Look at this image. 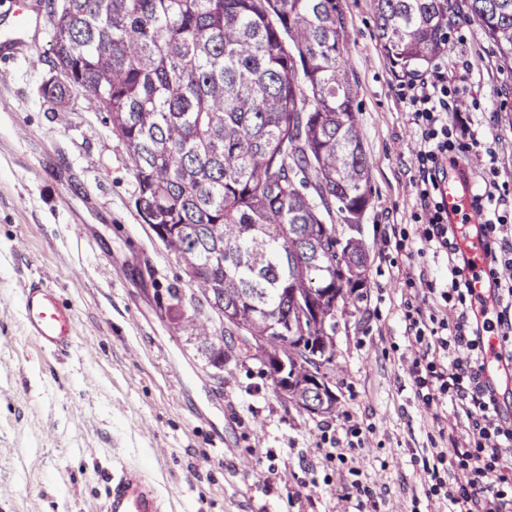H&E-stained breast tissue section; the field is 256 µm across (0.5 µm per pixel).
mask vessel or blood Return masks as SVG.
<instances>
[{"instance_id": "b4317fda", "label": "vessel or blood", "mask_w": 512, "mask_h": 512, "mask_svg": "<svg viewBox=\"0 0 512 512\" xmlns=\"http://www.w3.org/2000/svg\"><path fill=\"white\" fill-rule=\"evenodd\" d=\"M473 268L471 286L475 293L488 295L490 286L482 274L487 263L480 238H472L467 248ZM20 315L25 333L34 338L50 356L68 355L77 335L75 311L62 303L49 284L41 280L27 282L20 297ZM162 495L146 473L135 466L123 468L119 480L110 486L106 512H164Z\"/></svg>"}]
</instances>
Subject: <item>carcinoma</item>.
Here are the masks:
<instances>
[{
  "label": "carcinoma",
  "instance_id": "carcinoma-1",
  "mask_svg": "<svg viewBox=\"0 0 512 512\" xmlns=\"http://www.w3.org/2000/svg\"><path fill=\"white\" fill-rule=\"evenodd\" d=\"M512 65V0H468ZM392 67L413 73L448 50L457 0H373ZM54 66L45 98L85 93L108 115L135 207L210 309L187 328L218 369L264 340L287 363L280 390L327 378L322 336L363 299L369 251L364 152L335 0H44ZM318 313L292 312L317 288ZM234 306L226 327L219 320Z\"/></svg>",
  "mask_w": 512,
  "mask_h": 512
}]
</instances>
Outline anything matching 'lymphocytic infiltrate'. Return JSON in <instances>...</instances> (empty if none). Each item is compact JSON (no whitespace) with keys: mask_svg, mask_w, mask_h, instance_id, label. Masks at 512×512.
<instances>
[{"mask_svg":"<svg viewBox=\"0 0 512 512\" xmlns=\"http://www.w3.org/2000/svg\"><path fill=\"white\" fill-rule=\"evenodd\" d=\"M411 103L421 128L417 160L427 213L417 236L445 259L439 280L426 282L422 293L450 314L426 317L406 302L405 333L416 347L410 377L418 404L451 405L463 424L456 434L444 429L442 418H434L433 426L447 445L421 449L412 463L421 473L425 497L445 501L448 512H505L512 505V464L503 450L512 445V421L498 416L485 371L494 359L512 364V239L504 235V218L489 195L473 192L461 198V207L478 218L470 229L450 222L442 184L448 169L456 167L459 150L449 139L447 91L440 78L414 85ZM472 233L483 239L489 258L487 276L494 288L487 307L469 283L466 248ZM491 334L498 339L493 356L487 347ZM349 435L346 447L327 449L325 458L355 494L359 512H377L376 493L354 464L363 432L356 428Z\"/></svg>","mask_w":512,"mask_h":512,"instance_id":"obj_1","label":"lymphocytic infiltrate"}]
</instances>
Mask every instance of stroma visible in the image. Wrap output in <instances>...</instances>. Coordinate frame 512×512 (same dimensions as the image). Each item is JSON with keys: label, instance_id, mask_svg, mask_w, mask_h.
Here are the masks:
<instances>
[{"label": "stroma", "instance_id": "stroma-1", "mask_svg": "<svg viewBox=\"0 0 512 512\" xmlns=\"http://www.w3.org/2000/svg\"><path fill=\"white\" fill-rule=\"evenodd\" d=\"M26 25L0 0V512H104L123 465L145 468L166 512H356L331 479L323 426L360 428L355 455L379 512H409L420 493L410 451L432 413L418 406L404 335L408 280L438 276L413 255L421 205L410 103L415 78L439 75L450 113L483 132L470 149L475 191L496 186L512 226V70L467 7L448 50L416 74L395 71L377 38L372 0H336L370 161L361 232L370 246L364 298L339 311L335 414L297 410L258 361L209 365L190 330L161 314L188 276L144 224L134 179L105 113L82 92L57 104L51 24L25 0ZM44 278L78 313L68 357L45 355L18 311L23 281Z\"/></svg>", "mask_w": 512, "mask_h": 512}]
</instances>
